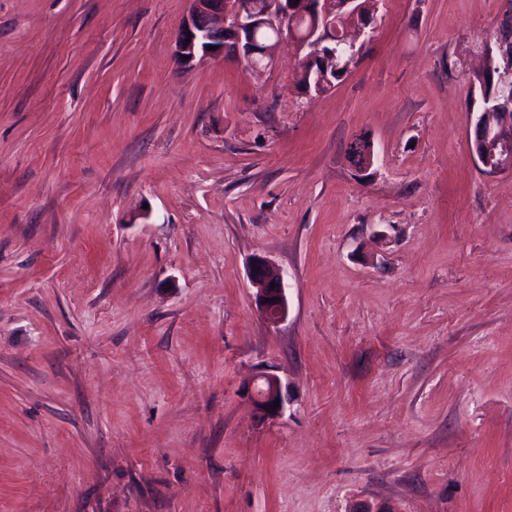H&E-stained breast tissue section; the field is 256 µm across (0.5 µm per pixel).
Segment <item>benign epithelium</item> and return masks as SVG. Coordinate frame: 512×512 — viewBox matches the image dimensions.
Listing matches in <instances>:
<instances>
[{
  "mask_svg": "<svg viewBox=\"0 0 512 512\" xmlns=\"http://www.w3.org/2000/svg\"><path fill=\"white\" fill-rule=\"evenodd\" d=\"M189 9L179 29L174 54L179 66L192 69L212 56H232L251 61L260 56L270 59L272 46L261 44L257 32L271 29L277 39L288 37L306 52L304 60L315 62L320 55L322 37L330 30V20L341 9L358 15L359 0H263L260 10L240 9L234 0H188ZM310 18L313 26L301 36L297 23ZM471 151L481 170L488 175L512 171V113L508 112L499 124L489 119V113H477L470 128ZM373 143L365 134L352 139L346 153L349 166L365 172L374 164ZM256 288V303L260 313L272 323L281 321L288 305L283 278L262 258L256 259L249 270ZM257 409L264 415L280 414L288 403L280 379L269 373L254 377L246 385ZM279 407L272 409L273 402Z\"/></svg>",
  "mask_w": 512,
  "mask_h": 512,
  "instance_id": "1",
  "label": "benign epithelium"
}]
</instances>
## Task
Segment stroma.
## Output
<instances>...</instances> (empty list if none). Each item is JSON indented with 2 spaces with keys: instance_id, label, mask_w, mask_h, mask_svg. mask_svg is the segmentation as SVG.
I'll use <instances>...</instances> for the list:
<instances>
[{
  "instance_id": "stroma-1",
  "label": "stroma",
  "mask_w": 512,
  "mask_h": 512,
  "mask_svg": "<svg viewBox=\"0 0 512 512\" xmlns=\"http://www.w3.org/2000/svg\"><path fill=\"white\" fill-rule=\"evenodd\" d=\"M188 7L0 0V512H512V173L468 138L512 0H378L318 95L288 40L181 69ZM375 154L373 143L365 134L352 139L346 153L349 166L356 172H365L374 164ZM249 276L256 288V303L260 313L270 322L278 323L288 311L283 278L262 258L252 264ZM271 282H274V286H271ZM271 298H276V302H266V299ZM254 399L257 409L264 415L274 416L281 414L288 403V393L284 392L283 385L278 377L269 373H262L254 377L246 385ZM279 400V407L272 412L270 405Z\"/></svg>"
}]
</instances>
